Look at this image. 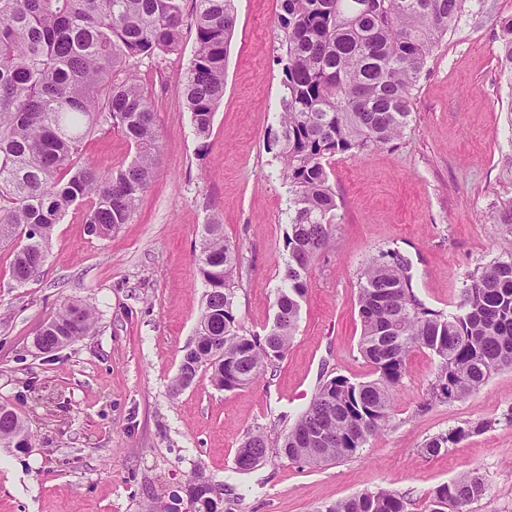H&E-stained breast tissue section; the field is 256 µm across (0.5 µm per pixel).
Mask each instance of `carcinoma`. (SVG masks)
Wrapping results in <instances>:
<instances>
[{
	"label": "carcinoma",
	"mask_w": 512,
	"mask_h": 512,
	"mask_svg": "<svg viewBox=\"0 0 512 512\" xmlns=\"http://www.w3.org/2000/svg\"><path fill=\"white\" fill-rule=\"evenodd\" d=\"M465 0H281L278 29L285 55L283 95L274 143L292 205L289 258L275 297L278 318L262 337L241 332L234 274L239 248L224 225H203L198 272L205 303L193 345L171 382L178 395L199 373L234 391L255 384L283 360L295 335L307 276L330 244L336 199L327 164L338 155L383 147L409 126L414 90L434 48L448 34ZM0 0V248L22 286L45 266L56 224L87 201L89 232L100 237L129 223L158 165L154 106L130 62L179 47L185 25L194 27L195 58L183 98L195 135L209 138L224 98L235 0ZM499 58L512 73V18L503 22ZM109 127L134 147L132 160L101 171L81 160L85 138ZM404 259L381 253L361 271L359 351L375 378L325 381L294 427L270 448L261 432L242 449L247 473L270 453L322 464L355 456L368 438L389 426L392 395L406 361L417 350L437 359L428 396L468 397L498 371L512 368V259L478 268L455 310L426 307L413 292ZM96 325L94 312L68 304L42 326L43 352L59 351ZM308 424L331 434L322 445L302 439ZM489 422L456 426L429 438L423 451L438 455ZM0 447L30 448L23 414L0 404ZM486 492L482 476L466 472L433 492L426 512H472ZM194 512H224L209 486L188 483ZM317 512H406L404 498L380 488L340 499Z\"/></svg>",
	"instance_id": "carcinoma-1"
}]
</instances>
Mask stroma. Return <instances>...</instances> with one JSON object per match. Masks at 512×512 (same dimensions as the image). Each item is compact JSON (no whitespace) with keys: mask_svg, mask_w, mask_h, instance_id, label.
<instances>
[{"mask_svg":"<svg viewBox=\"0 0 512 512\" xmlns=\"http://www.w3.org/2000/svg\"><path fill=\"white\" fill-rule=\"evenodd\" d=\"M237 24L224 99L200 141L182 97L195 52L137 61L155 105L159 163L130 223L90 235L87 207L54 228L39 277L17 286L0 249V403L24 414L33 446L0 447V512H144L203 476L224 490L226 512H317L376 488L424 512L434 490L476 471L486 482L474 512H512V368L472 395L426 402L434 357L414 352L393 395L387 428L351 459L311 466L275 458L235 470L247 435L270 446L318 387L342 375L372 377L358 344V278L393 249L408 262L416 296L449 312L479 266L512 257V226L491 217L512 200V81L500 71L501 24L512 0H465L415 90L412 120L391 145L334 158L333 246L311 265L291 348L256 384L225 391L200 374L179 395L170 384L193 341L205 288L195 263L203 224L219 219L239 248L236 311L247 334L264 335L288 261L291 196L275 157L282 97L280 0H235ZM83 153L100 169L130 162L116 130L95 133ZM97 324L57 355L34 344L69 303ZM485 431L437 455L433 435L469 421Z\"/></svg>","mask_w":512,"mask_h":512,"instance_id":"35a3bbf8","label":"stroma"}]
</instances>
